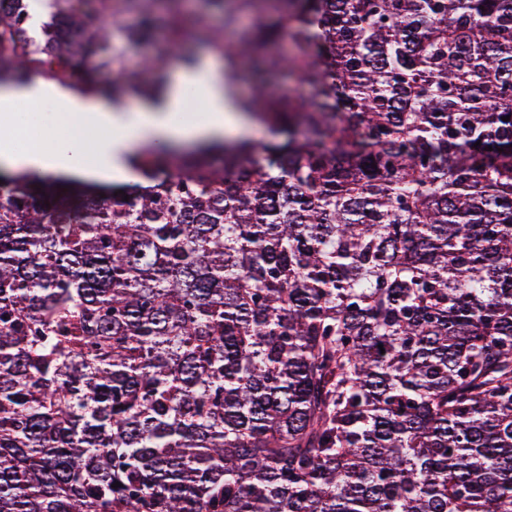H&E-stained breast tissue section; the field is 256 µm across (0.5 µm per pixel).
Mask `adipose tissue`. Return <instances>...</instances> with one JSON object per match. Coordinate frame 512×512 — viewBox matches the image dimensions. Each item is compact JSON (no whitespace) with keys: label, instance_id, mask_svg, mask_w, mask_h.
<instances>
[{"label":"adipose tissue","instance_id":"obj_1","mask_svg":"<svg viewBox=\"0 0 512 512\" xmlns=\"http://www.w3.org/2000/svg\"><path fill=\"white\" fill-rule=\"evenodd\" d=\"M48 104L62 124L41 143L22 148L19 116ZM194 120L178 121L188 106ZM243 122L233 109L219 69L208 59L179 69L156 98L129 107L105 106L55 81L40 78L0 84V164L13 171L73 175L103 184L133 182L129 159L147 145L192 146L238 133ZM94 130L87 139L85 130Z\"/></svg>","mask_w":512,"mask_h":512}]
</instances>
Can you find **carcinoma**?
I'll use <instances>...</instances> for the list:
<instances>
[{
    "instance_id": "obj_1",
    "label": "carcinoma",
    "mask_w": 512,
    "mask_h": 512,
    "mask_svg": "<svg viewBox=\"0 0 512 512\" xmlns=\"http://www.w3.org/2000/svg\"><path fill=\"white\" fill-rule=\"evenodd\" d=\"M200 3L0 0V82L196 34L268 123L0 183V512H512V0Z\"/></svg>"
}]
</instances>
